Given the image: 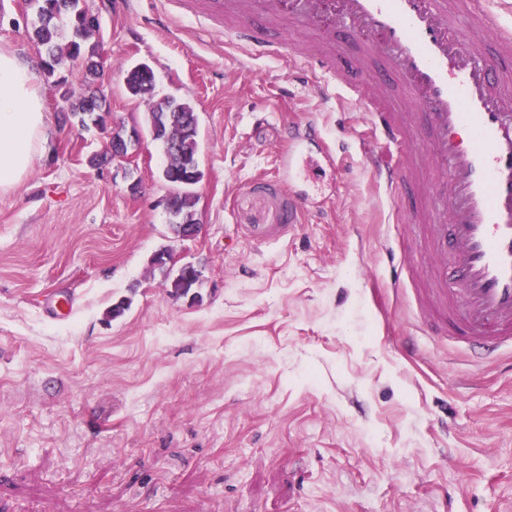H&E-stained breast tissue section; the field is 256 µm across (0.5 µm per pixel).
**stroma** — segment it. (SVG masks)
I'll return each mask as SVG.
<instances>
[{
	"label": "stroma",
	"instance_id": "stroma-1",
	"mask_svg": "<svg viewBox=\"0 0 512 512\" xmlns=\"http://www.w3.org/2000/svg\"><path fill=\"white\" fill-rule=\"evenodd\" d=\"M84 5L111 116L62 123L43 80L47 141L0 192V512H512V356L477 362L420 327L426 231L364 150L414 154L329 74L244 56L203 15ZM27 20L0 0V47L35 59ZM140 62L146 101L124 88ZM168 96L200 130L202 230L184 242L155 143L87 162ZM308 120L320 135L291 185L279 156ZM162 249L201 267V302L169 296ZM61 293L66 315L45 306Z\"/></svg>",
	"mask_w": 512,
	"mask_h": 512
}]
</instances>
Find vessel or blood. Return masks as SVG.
I'll use <instances>...</instances> for the list:
<instances>
[{
    "instance_id": "obj_1",
    "label": "vessel or blood",
    "mask_w": 512,
    "mask_h": 512,
    "mask_svg": "<svg viewBox=\"0 0 512 512\" xmlns=\"http://www.w3.org/2000/svg\"><path fill=\"white\" fill-rule=\"evenodd\" d=\"M216 19H227L237 43L262 56L282 42L249 20L261 10L321 37L301 57L331 73L341 90L360 97L373 126L390 145L423 143L438 184L415 208L427 225L430 276L420 294L422 324L450 330L480 352L512 349V73L492 66L464 37L467 17L481 38L497 39L512 54V30L485 8V0H186ZM359 52L345 57L344 43ZM404 89L400 108L380 100L389 79ZM373 172L402 194L418 176L408 167L382 164Z\"/></svg>"
}]
</instances>
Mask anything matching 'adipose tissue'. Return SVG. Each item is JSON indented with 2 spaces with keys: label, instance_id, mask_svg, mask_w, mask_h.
I'll list each match as a JSON object with an SVG mask.
<instances>
[{
  "label": "adipose tissue",
  "instance_id": "obj_1",
  "mask_svg": "<svg viewBox=\"0 0 512 512\" xmlns=\"http://www.w3.org/2000/svg\"><path fill=\"white\" fill-rule=\"evenodd\" d=\"M46 127L35 63L0 49V191L13 188L27 175Z\"/></svg>",
  "mask_w": 512,
  "mask_h": 512
}]
</instances>
